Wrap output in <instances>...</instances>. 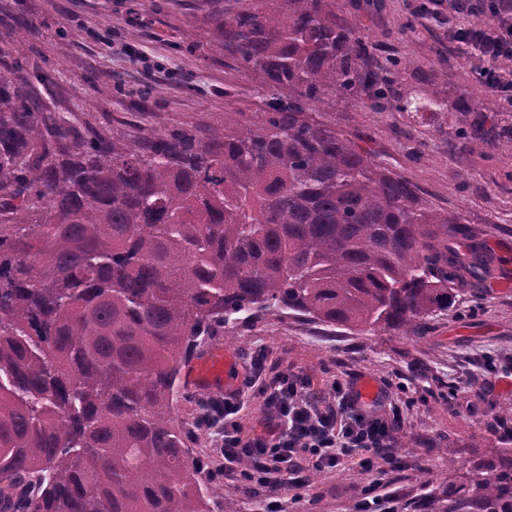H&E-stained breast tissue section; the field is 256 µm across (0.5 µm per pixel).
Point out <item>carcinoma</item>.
<instances>
[{
    "label": "carcinoma",
    "mask_w": 512,
    "mask_h": 512,
    "mask_svg": "<svg viewBox=\"0 0 512 512\" xmlns=\"http://www.w3.org/2000/svg\"><path fill=\"white\" fill-rule=\"evenodd\" d=\"M343 0H248L224 52L264 109L224 132L96 130L0 76V512H211L172 416L199 338L273 315L417 335L489 272L478 231L319 114L336 97L498 116L401 84ZM428 512H512V453Z\"/></svg>",
    "instance_id": "carcinoma-1"
}]
</instances>
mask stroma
<instances>
[{
    "mask_svg": "<svg viewBox=\"0 0 512 512\" xmlns=\"http://www.w3.org/2000/svg\"><path fill=\"white\" fill-rule=\"evenodd\" d=\"M420 0H385L381 13L352 0L353 22L375 61L410 60L405 86L487 107L496 99L472 77L469 60L444 41L443 25L412 19ZM243 0H0V75L9 74L13 11L28 20L24 62L46 76L36 89L52 107L72 112L92 127H117L133 136L193 129L198 136L224 128L228 112H254L260 76L215 45L225 10ZM350 137L366 138L376 161L411 179L437 209L455 212L498 249L497 266L512 274V142L463 139L462 115L440 122L405 112H380L354 98L330 100L321 109ZM263 346L272 360L306 374L315 388L357 375L386 388V407H399V448L415 449L405 470L378 474L345 458L308 487L282 488L284 512H357L369 494L384 512H413L428 479L465 481L479 462L512 447L490 420L512 402V375L489 373V352L512 358V287L465 290L448 311L429 320L421 338L390 329L351 333L342 327L269 316L206 339L201 351L223 347L236 371L246 372L245 352ZM201 390L181 383L174 414L191 434V454L223 466L213 435L196 429ZM212 512H263L261 500L241 485L202 474Z\"/></svg>",
    "mask_w": 512,
    "mask_h": 512,
    "instance_id": "obj_1",
    "label": "stroma"
}]
</instances>
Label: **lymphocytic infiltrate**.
Wrapping results in <instances>:
<instances>
[{"mask_svg":"<svg viewBox=\"0 0 512 512\" xmlns=\"http://www.w3.org/2000/svg\"><path fill=\"white\" fill-rule=\"evenodd\" d=\"M429 2L448 15L444 38L474 60L476 79L512 109V0ZM247 363L239 388L203 399L196 425L217 437L224 452L221 477L265 499V512H282L269 499L271 490L308 486L312 474L337 469L345 457H358L368 469L380 459L395 461L400 414L364 408L350 384L339 380L323 393L307 376L282 371L263 348L249 352ZM246 392L260 401V416L247 433L238 420Z\"/></svg>","mask_w":512,"mask_h":512,"instance_id":"lymphocytic-infiltrate-1","label":"lymphocytic infiltrate"}]
</instances>
